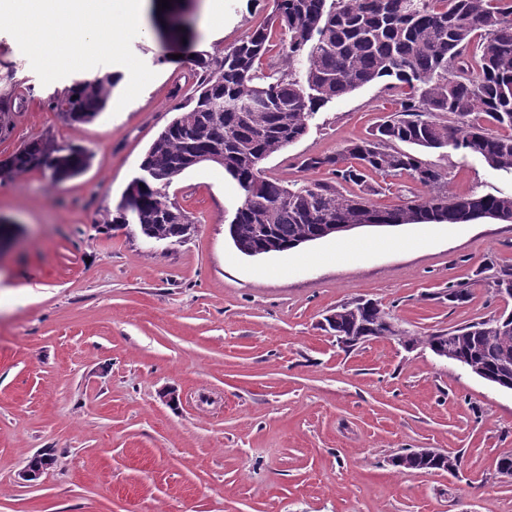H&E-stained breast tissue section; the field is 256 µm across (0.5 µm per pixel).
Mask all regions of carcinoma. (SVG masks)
<instances>
[{"label":"carcinoma","instance_id":"carcinoma-1","mask_svg":"<svg viewBox=\"0 0 512 512\" xmlns=\"http://www.w3.org/2000/svg\"><path fill=\"white\" fill-rule=\"evenodd\" d=\"M280 30L283 67L262 73L259 64ZM196 88L176 107L146 152L147 171L137 190L134 217L119 208L107 223L135 224L155 240L182 242L191 232L168 188L192 159L224 150L220 166L241 190L229 234L243 254L294 249L326 237L331 224H469L481 216L512 223V196L448 194V173L424 163L418 149L448 146L480 155L493 170L512 174V0H274L271 17L220 58L194 59ZM407 87L397 112L369 137L348 141L333 154L310 157L308 170L324 168L334 184L284 183L264 176L262 163L303 138L326 103L382 78ZM119 81L96 72L53 96L49 106L72 122H89L106 107ZM405 143L413 150L395 147ZM89 156L48 136L28 141L0 161V181L39 170L54 183L81 174ZM411 175L428 196L378 209L360 188L373 174ZM512 314L426 337L438 356L475 374L488 372L512 390ZM336 341L352 348L372 337L403 336L380 304L371 300L336 307L327 317ZM460 457L405 449L392 458L410 471H434Z\"/></svg>","mask_w":512,"mask_h":512}]
</instances>
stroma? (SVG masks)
<instances>
[{
	"mask_svg": "<svg viewBox=\"0 0 512 512\" xmlns=\"http://www.w3.org/2000/svg\"><path fill=\"white\" fill-rule=\"evenodd\" d=\"M273 0H148L141 31L112 49L67 43L49 64L0 23V160L42 135L85 148L90 167L54 184L30 171L0 183V512H512V391L440 358L425 336L512 312L492 277L512 269V224L361 227L283 253H240V202L222 167L182 174L169 196L195 226L172 244L103 221L175 108L195 88L193 55H223ZM116 85L94 120L50 98L89 74ZM379 81L321 107L307 135L263 163L267 177L327 181L304 158L367 137L397 107ZM421 159L448 191L512 196V175L444 148ZM383 208L428 190L372 175ZM376 241L360 253L355 242ZM467 293L450 302L449 288ZM377 301L413 345L338 344L325 318ZM174 392L175 402L161 394ZM406 448L457 454V475L401 471ZM53 457L34 483L21 471Z\"/></svg>",
	"mask_w": 512,
	"mask_h": 512,
	"instance_id": "1",
	"label": "stroma"
}]
</instances>
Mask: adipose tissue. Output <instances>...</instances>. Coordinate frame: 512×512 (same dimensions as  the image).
<instances>
[{"label":"adipose tissue","instance_id":"adipose-tissue-1","mask_svg":"<svg viewBox=\"0 0 512 512\" xmlns=\"http://www.w3.org/2000/svg\"><path fill=\"white\" fill-rule=\"evenodd\" d=\"M143 10V0H0V18H8L49 62L55 60L65 31L117 38L138 27Z\"/></svg>","mask_w":512,"mask_h":512}]
</instances>
